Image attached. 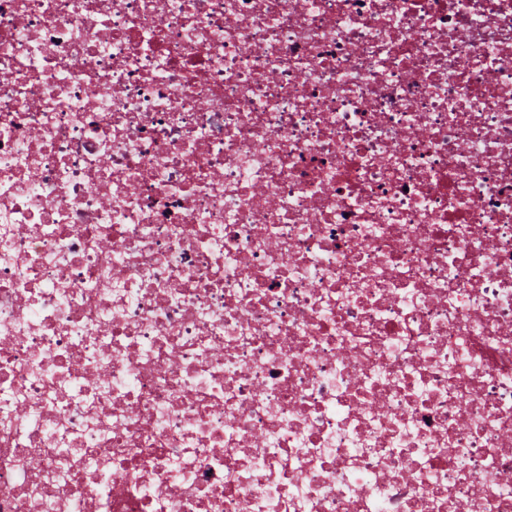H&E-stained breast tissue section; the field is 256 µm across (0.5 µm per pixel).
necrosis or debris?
Masks as SVG:
<instances>
[{
  "instance_id": "1",
  "label": "necrosis or debris",
  "mask_w": 512,
  "mask_h": 512,
  "mask_svg": "<svg viewBox=\"0 0 512 512\" xmlns=\"http://www.w3.org/2000/svg\"><path fill=\"white\" fill-rule=\"evenodd\" d=\"M0 512H512V0H0Z\"/></svg>"
}]
</instances>
